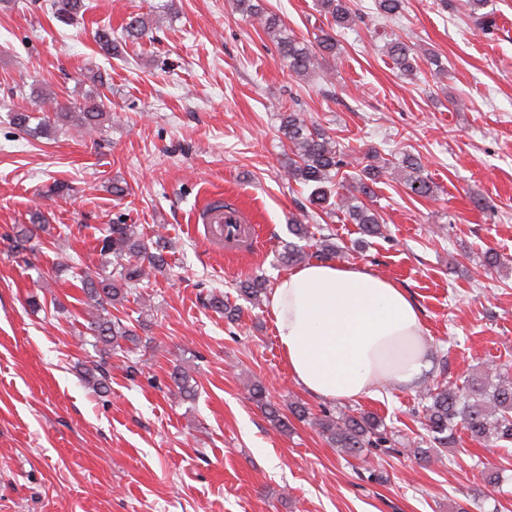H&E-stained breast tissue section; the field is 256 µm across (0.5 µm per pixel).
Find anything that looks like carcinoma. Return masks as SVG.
<instances>
[{
	"instance_id": "obj_1",
	"label": "carcinoma",
	"mask_w": 512,
	"mask_h": 512,
	"mask_svg": "<svg viewBox=\"0 0 512 512\" xmlns=\"http://www.w3.org/2000/svg\"><path fill=\"white\" fill-rule=\"evenodd\" d=\"M350 2L317 0L316 7L321 16L332 19L330 25L349 28L359 18ZM237 4L243 14L257 21L272 36L280 59L296 76L304 77L313 71L319 58L336 55V38L323 27H318L315 44L312 45L288 34L277 15L264 13L253 0H237ZM84 7V0H53L51 4L53 17L67 25L73 23ZM375 9L381 18L392 20L404 10V0H375ZM149 28V19L139 16L127 23L125 34L128 39L136 41L147 35ZM94 42L98 52L106 57L118 52L112 30L108 28L97 30ZM384 52L402 75L409 77L420 72L421 56L415 45L393 37L385 43ZM34 119L37 120L35 124L32 123ZM109 119L110 115L104 112L98 96L88 95L83 103L72 109L60 106L51 114L37 119L28 112H15L11 122L29 135L47 138L57 128L66 125L90 133L99 132ZM279 131L288 143L285 167L288 179L308 189L310 204L320 208L326 217L341 213L352 223L360 225L367 236L382 234L383 219L368 201L374 197L373 185L385 173L392 171L403 176L404 185L417 196L434 195L433 183L423 175L420 159L416 157L407 156L395 164L373 150L353 158L327 130L307 120L300 112L282 113ZM350 167L354 171H348ZM40 219L36 212L31 225L16 227L11 237L14 248L24 250L32 237L40 232H49ZM288 233L294 240L288 242L281 255L286 264H300L312 258L332 261L344 255L332 237L325 234L316 251L307 252L300 242L310 238L312 232L310 225L298 220L288 225ZM166 248L167 242L160 236L148 242L141 238L132 224H111L100 240L99 253L107 260L113 259L112 270L88 272L81 277L80 289L86 297V304L94 309L81 336L93 338L94 346L101 354L100 361L85 369L84 381L97 394L110 390L112 365L108 359L118 358L120 369L131 379L138 373L129 353L139 346L141 338L112 310L128 301L131 290L166 269ZM238 292L250 304H258L266 294V281L248 279L240 284ZM172 379L175 390L171 394L183 400L194 399L195 386L190 384L184 369H176ZM249 393L277 429L288 431L290 421L281 416L279 409L269 401L263 384H251ZM288 411L297 420L309 422L331 447L346 456L359 457L371 448H381L390 442L384 422L369 412L355 414L325 408L322 414L315 415L299 400L289 402ZM417 416L420 417L424 436L408 442L407 451L427 464L442 460L443 449L456 444V433L460 428L483 444L497 441L512 443V379L488 368L479 374L467 375L460 385L451 381H435L419 391Z\"/></svg>"
}]
</instances>
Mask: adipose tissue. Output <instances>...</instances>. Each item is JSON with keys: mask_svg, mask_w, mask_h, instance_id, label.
Wrapping results in <instances>:
<instances>
[{"mask_svg": "<svg viewBox=\"0 0 512 512\" xmlns=\"http://www.w3.org/2000/svg\"><path fill=\"white\" fill-rule=\"evenodd\" d=\"M293 380L322 400L410 386L431 367L419 310L395 281L331 261L284 276L269 295Z\"/></svg>", "mask_w": 512, "mask_h": 512, "instance_id": "1", "label": "adipose tissue"}]
</instances>
